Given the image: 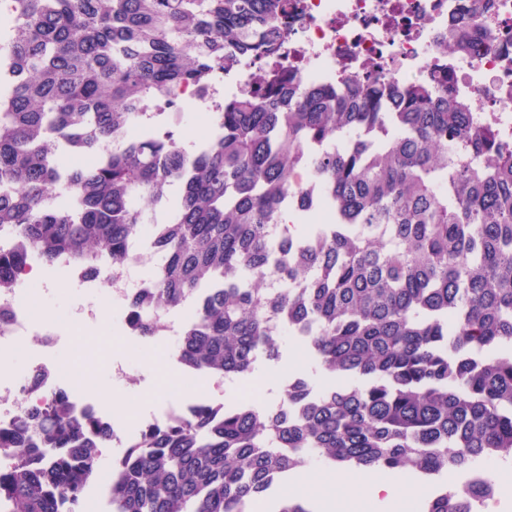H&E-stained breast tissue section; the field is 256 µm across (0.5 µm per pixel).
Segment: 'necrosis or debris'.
Here are the masks:
<instances>
[{
  "label": "necrosis or debris",
  "instance_id": "necrosis-or-debris-1",
  "mask_svg": "<svg viewBox=\"0 0 512 512\" xmlns=\"http://www.w3.org/2000/svg\"><path fill=\"white\" fill-rule=\"evenodd\" d=\"M465 24L483 40L476 55L459 52L448 43L450 27ZM279 63L295 85L343 84L352 76H379L396 83L455 79V91L476 115H494L501 130L512 136V0H302L279 50ZM266 69L247 60L225 71L206 92L184 91L180 112L218 111L224 98L253 90ZM147 239L138 236L121 266L108 257L96 259L98 275L86 273L62 257L55 271L69 276L78 288L99 289L83 311L86 324L97 321L98 308L125 313L131 299L148 294L154 280L137 274ZM47 284L22 294L0 293V356L27 350L39 336L44 358L27 375L0 374V430H14L41 399L65 397L78 415L106 421V405L85 392L90 379L51 355L72 322L45 320L42 312Z\"/></svg>",
  "mask_w": 512,
  "mask_h": 512
}]
</instances>
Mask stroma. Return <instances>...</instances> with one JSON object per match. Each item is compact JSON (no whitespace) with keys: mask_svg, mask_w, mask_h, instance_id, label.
<instances>
[{"mask_svg":"<svg viewBox=\"0 0 512 512\" xmlns=\"http://www.w3.org/2000/svg\"><path fill=\"white\" fill-rule=\"evenodd\" d=\"M118 317H106L101 328L87 336L85 350H78V337L71 336L61 342L55 353L64 363L74 364L78 375L93 371L94 384L90 397L105 399L110 408L119 403L129 402L132 414L121 415L122 424H129L132 416H145L161 403L162 395L202 394L216 403L234 404L242 392L257 391L260 401L273 402L278 399L288 375L301 371L310 378L315 388L331 384L330 375L320 372L312 362H304L302 368H295L294 358L298 340L283 336L281 358L278 362H261L255 376L238 378L236 383L217 376L198 372L187 376H172L171 352L174 344L164 336L137 338L130 343L121 342ZM124 365V377L114 373L116 365Z\"/></svg>","mask_w":512,"mask_h":512,"instance_id":"35a3bbf8","label":"stroma"}]
</instances>
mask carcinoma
Here are the masks:
<instances>
[{
  "instance_id": "cac0c4a2",
  "label": "carcinoma",
  "mask_w": 512,
  "mask_h": 512,
  "mask_svg": "<svg viewBox=\"0 0 512 512\" xmlns=\"http://www.w3.org/2000/svg\"><path fill=\"white\" fill-rule=\"evenodd\" d=\"M298 0H0V227L46 265L125 260L151 206L149 310L203 302L176 344L192 372L235 379L279 359L272 321L325 373L288 377L270 406L203 399L112 458L111 512H241L318 460L421 477L512 459V142L452 80L270 77L224 99L209 139L171 121L205 88L286 38ZM117 147L100 151L103 143ZM97 154L88 168L66 157ZM309 168L328 224L294 189ZM28 268L0 253V289ZM110 429L55 398L0 433V512H75ZM439 493L424 512H471Z\"/></svg>"
}]
</instances>
